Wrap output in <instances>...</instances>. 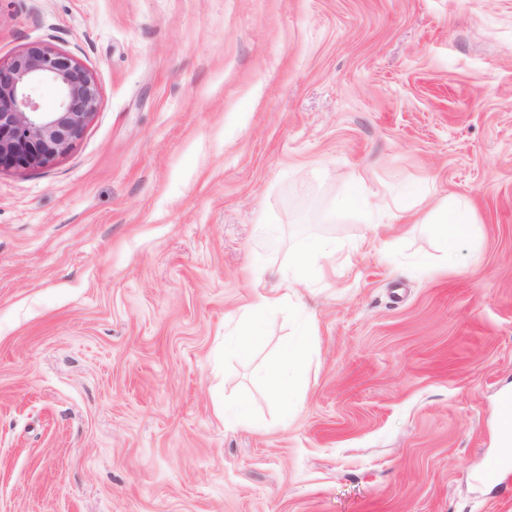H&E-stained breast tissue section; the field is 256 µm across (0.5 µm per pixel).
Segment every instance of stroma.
<instances>
[{"mask_svg":"<svg viewBox=\"0 0 512 512\" xmlns=\"http://www.w3.org/2000/svg\"><path fill=\"white\" fill-rule=\"evenodd\" d=\"M38 42L98 103L0 172V512H512V0H0V62ZM449 200L451 261L405 221ZM309 322L285 410L257 372ZM432 224H440L441 239L447 252L448 260H453L455 248L460 239L470 233V224H476L472 212L465 204L459 203L456 207L448 206L437 209L431 215ZM336 253V247L317 241L304 249L296 259L291 274L283 276L270 292L255 290L246 311V319L236 331L224 332V352L247 358L261 341L260 326L264 316L295 293L298 285L322 273L321 261Z\"/></svg>","mask_w":512,"mask_h":512,"instance_id":"stroma-1","label":"stroma"}]
</instances>
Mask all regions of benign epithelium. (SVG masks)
<instances>
[{
  "label": "benign epithelium",
  "mask_w": 512,
  "mask_h": 512,
  "mask_svg": "<svg viewBox=\"0 0 512 512\" xmlns=\"http://www.w3.org/2000/svg\"><path fill=\"white\" fill-rule=\"evenodd\" d=\"M42 82L57 89L58 103L51 111L32 94ZM97 100L90 70L47 45L33 44L0 64V171L48 166L80 139Z\"/></svg>",
  "instance_id": "7a95c632"
}]
</instances>
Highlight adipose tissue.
I'll list each match as a JSON object with an SVG mask.
<instances>
[{"label": "adipose tissue", "mask_w": 512, "mask_h": 512, "mask_svg": "<svg viewBox=\"0 0 512 512\" xmlns=\"http://www.w3.org/2000/svg\"><path fill=\"white\" fill-rule=\"evenodd\" d=\"M431 218L433 223L440 225L442 244L450 255L454 254L459 240L469 235L474 222L472 212L462 203L450 209H437ZM335 252V246L329 243H313L299 254L291 273L283 276L276 288L268 292L255 291L242 326L224 335L225 352L242 358L249 357L261 341L260 326L264 316L293 296L298 285L321 274L323 259ZM315 336L314 325H307L299 334L289 338L279 354L267 362L262 370V382L267 394L281 405L297 401V365L300 357L310 349Z\"/></svg>", "instance_id": "adipose-tissue-1"}]
</instances>
